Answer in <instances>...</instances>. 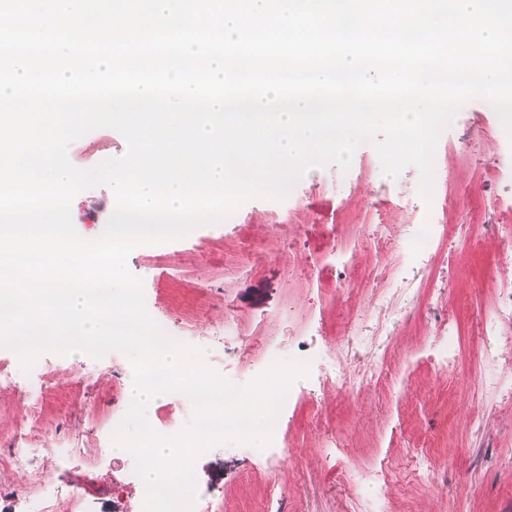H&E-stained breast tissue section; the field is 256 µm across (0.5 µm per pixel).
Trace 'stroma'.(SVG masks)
<instances>
[{"instance_id":"stroma-1","label":"stroma","mask_w":512,"mask_h":512,"mask_svg":"<svg viewBox=\"0 0 512 512\" xmlns=\"http://www.w3.org/2000/svg\"><path fill=\"white\" fill-rule=\"evenodd\" d=\"M126 148L118 131L103 127L72 142L67 154L74 166L90 169L122 156ZM419 180L413 166L397 177L386 175L374 148L364 143L349 168L332 163L310 169L285 200L250 199L220 224L129 254L127 267L143 283L149 314L164 318L172 335H185L210 369L247 385L268 349L284 360L302 346L342 350L356 330V313L375 306L360 273L371 260L363 238L369 225H388L395 238L405 225L432 218L450 225L458 238L447 308L458 324L464 377L452 384L447 376L411 369L436 331L427 314L430 293L389 308L398 334L388 360L398 373H410L409 382L396 384L388 401L377 391L351 397L326 388L322 404L329 430L343 442L339 448L327 447L326 432L311 429L306 386L298 384L299 398L277 423L284 437L277 461H269L264 449L241 451L228 442L198 456L196 491L202 496L223 488L222 512H289L283 496L291 489L305 512H348L369 490L343 479V472L373 470L386 457L399 474L387 488L389 512H512V401L483 386L484 344L472 333L475 316L497 302L499 241L462 237L467 224L512 226V140L486 100H468L439 138L432 191L437 211L420 196ZM112 213V191L104 185L80 192L71 204L75 231L86 240L103 233ZM336 225L353 227L361 236L359 270L348 275L345 297L330 286L336 276L330 257ZM187 309L196 313L188 331L182 325ZM42 363L53 370L57 387L79 393L74 401L49 400L45 421L52 426L67 417L79 427V442L68 455L0 467V484L34 491L48 473L59 493L85 488L97 495L99 512H113L106 493L113 480L124 478L134 487L141 479L134 461L112 456L97 443L98 427L84 414L127 410L130 360L118 351L100 358L46 352ZM476 414L484 418L477 430L470 426ZM399 418L413 431L431 429L439 437L425 486L405 477L412 449H388L381 437Z\"/></svg>"}]
</instances>
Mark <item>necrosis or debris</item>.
<instances>
[{
	"instance_id": "4bbe7bcc",
	"label": "necrosis or debris",
	"mask_w": 512,
	"mask_h": 512,
	"mask_svg": "<svg viewBox=\"0 0 512 512\" xmlns=\"http://www.w3.org/2000/svg\"><path fill=\"white\" fill-rule=\"evenodd\" d=\"M467 237L499 236L498 263L505 276L498 284V304L495 310L483 312L474 320L476 335L497 336L501 313L512 309V233L500 237L495 224H469ZM451 253L448 227L444 224H415L403 236L395 264L375 263L365 268L363 276L377 295L379 312L363 326L366 345L347 342L343 351L333 357H322L299 350L298 356L310 359L307 392L318 395L328 386L354 395L370 389H389L395 382L387 354L395 331L384 313L386 305L395 298L411 301L418 298L423 288H431L434 306L432 318L437 326L428 355L438 371L457 378L462 374L459 346L455 339L453 318L443 302L450 286L449 280H426L425 273L431 261L447 263ZM23 428L0 437V464L15 466L27 462L32 450L48 451L57 455L69 453L76 445V434L55 432L42 420V406L38 396L25 397ZM50 479H43L38 491L25 494L26 512H95L90 494L76 488L61 497L50 489Z\"/></svg>"
}]
</instances>
